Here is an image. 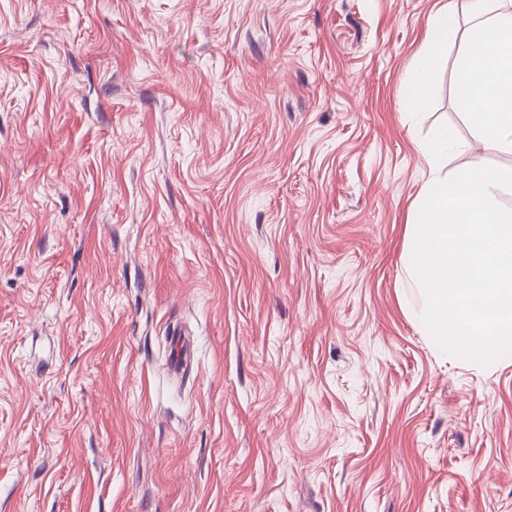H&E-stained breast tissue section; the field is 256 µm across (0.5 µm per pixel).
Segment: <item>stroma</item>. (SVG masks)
Instances as JSON below:
<instances>
[{
  "label": "stroma",
  "mask_w": 512,
  "mask_h": 512,
  "mask_svg": "<svg viewBox=\"0 0 512 512\" xmlns=\"http://www.w3.org/2000/svg\"><path fill=\"white\" fill-rule=\"evenodd\" d=\"M444 8L0 0V512H512V362L402 272L417 142L512 166L455 51L407 102Z\"/></svg>",
  "instance_id": "stroma-1"
}]
</instances>
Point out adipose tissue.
<instances>
[{"instance_id": "ef3b65f1", "label": "adipose tissue", "mask_w": 512, "mask_h": 512, "mask_svg": "<svg viewBox=\"0 0 512 512\" xmlns=\"http://www.w3.org/2000/svg\"><path fill=\"white\" fill-rule=\"evenodd\" d=\"M467 11L471 25L459 38L448 11L431 17L425 54L407 100L414 109L424 107L434 61L455 49L458 102L475 138L485 149L512 155V0H468Z\"/></svg>"}]
</instances>
